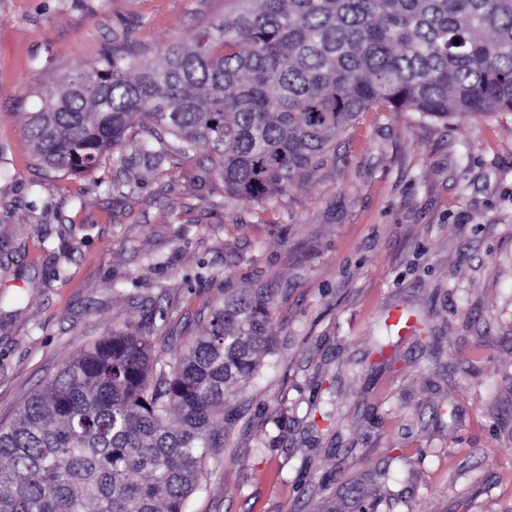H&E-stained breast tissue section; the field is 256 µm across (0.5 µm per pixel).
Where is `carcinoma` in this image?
<instances>
[{
	"label": "carcinoma",
	"mask_w": 512,
	"mask_h": 512,
	"mask_svg": "<svg viewBox=\"0 0 512 512\" xmlns=\"http://www.w3.org/2000/svg\"><path fill=\"white\" fill-rule=\"evenodd\" d=\"M232 12L139 67L112 51L42 94L24 134L48 175L137 143L159 165L202 145L224 191L260 202L309 181L370 109L512 112V0H229ZM272 294L242 289L152 373L146 339L114 331L0 424V512H184L217 422L271 353Z\"/></svg>",
	"instance_id": "carcinoma-1"
}]
</instances>
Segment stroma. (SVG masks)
Returning a JSON list of instances; mask_svg holds the SVG:
<instances>
[{"instance_id":"35a3bbf8","label":"stroma","mask_w":512,"mask_h":512,"mask_svg":"<svg viewBox=\"0 0 512 512\" xmlns=\"http://www.w3.org/2000/svg\"><path fill=\"white\" fill-rule=\"evenodd\" d=\"M226 7L0 0V423L112 330L168 360L227 289L264 285L273 352L187 512H512V112L363 113L260 203L225 193L204 148L35 170L40 89L115 48L153 64ZM403 309L427 338L391 336Z\"/></svg>"}]
</instances>
